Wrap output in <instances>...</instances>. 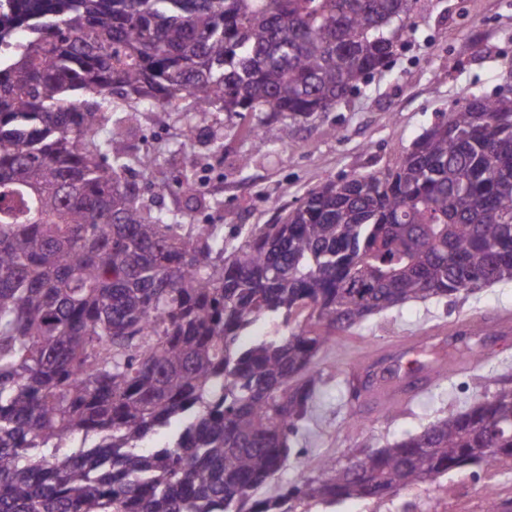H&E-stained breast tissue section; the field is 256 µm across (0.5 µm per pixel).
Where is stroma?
Instances as JSON below:
<instances>
[{"instance_id":"1","label":"stroma","mask_w":512,"mask_h":512,"mask_svg":"<svg viewBox=\"0 0 512 512\" xmlns=\"http://www.w3.org/2000/svg\"><path fill=\"white\" fill-rule=\"evenodd\" d=\"M418 9L417 30L398 38L388 68L369 76L333 111L298 123L288 144L254 136V129L281 123L264 112L197 114L187 122L188 148L179 137L186 123L180 116L162 125L141 112L129 126L126 144L154 163L125 172V179L136 183L145 203L183 215L188 225H219L231 237L250 225L273 222L324 178L392 166L464 94L493 98L512 91V0H420ZM216 132L223 133L224 147L215 153L208 140ZM195 155L209 185L192 200L181 185ZM245 156L250 164L244 168ZM434 337L454 363L447 378L416 374L425 392L412 401L395 397L393 417L376 390L351 399V366L369 373L400 356L414 359L424 340ZM320 367L324 382L291 437L293 453L313 469L323 457L340 458L358 446L379 448L420 431L494 391L502 376H512V281L389 310L324 352ZM487 484L485 469L470 467L437 486H416L381 500H345L311 512H442L455 488L465 487L480 503Z\"/></svg>"}]
</instances>
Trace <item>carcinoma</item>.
I'll use <instances>...</instances> for the list:
<instances>
[{
	"instance_id": "cac0c4a2",
	"label": "carcinoma",
	"mask_w": 512,
	"mask_h": 512,
	"mask_svg": "<svg viewBox=\"0 0 512 512\" xmlns=\"http://www.w3.org/2000/svg\"><path fill=\"white\" fill-rule=\"evenodd\" d=\"M418 0H7L0 43V512H297L512 460V377L254 499L342 335L512 281V97L473 92L381 171L325 179L239 242L121 180L138 108L330 112ZM265 323L263 338H240ZM179 432L142 452L172 422ZM92 438L68 455L66 439ZM484 512H500L496 489Z\"/></svg>"
}]
</instances>
